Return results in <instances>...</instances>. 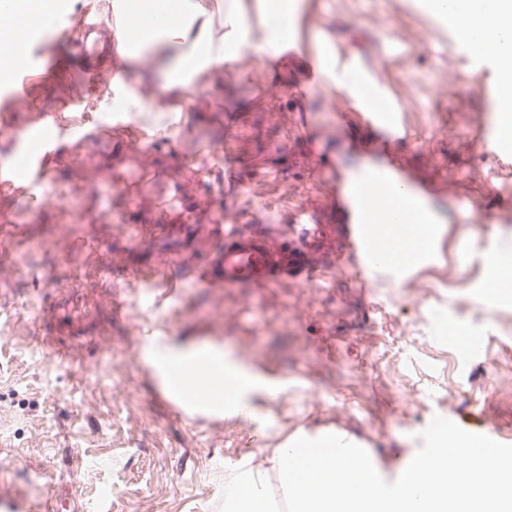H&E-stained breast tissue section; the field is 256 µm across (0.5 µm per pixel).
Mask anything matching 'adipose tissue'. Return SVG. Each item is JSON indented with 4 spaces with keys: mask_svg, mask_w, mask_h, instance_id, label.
I'll list each match as a JSON object with an SVG mask.
<instances>
[{
    "mask_svg": "<svg viewBox=\"0 0 512 512\" xmlns=\"http://www.w3.org/2000/svg\"><path fill=\"white\" fill-rule=\"evenodd\" d=\"M428 6L448 19L461 45L498 60L504 85H512V0H429ZM52 8V0H27L19 14L13 0H0V68L23 64L22 28L46 18ZM261 9L265 21L260 24L242 11L240 0H116L111 45L116 79H123L133 61V37H141L149 55L135 74L138 87L128 95V111H187L201 79L231 66L239 54L248 52L261 61L281 56L299 29L295 0H263ZM157 70L163 81L155 80ZM365 199L376 221L383 222L382 208L387 205L419 227L417 234L405 238L398 226L386 224L382 248L392 266L411 264L440 232L439 225L427 222L422 203L409 191L389 192L371 181L365 187ZM257 384L255 377L245 373L226 377L222 364L209 362L196 390L200 399L220 410L225 400L243 398Z\"/></svg>",
    "mask_w": 512,
    "mask_h": 512,
    "instance_id": "1",
    "label": "adipose tissue"
}]
</instances>
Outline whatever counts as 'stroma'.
Returning <instances> with one entry per match:
<instances>
[{
    "instance_id": "stroma-1",
    "label": "stroma",
    "mask_w": 512,
    "mask_h": 512,
    "mask_svg": "<svg viewBox=\"0 0 512 512\" xmlns=\"http://www.w3.org/2000/svg\"><path fill=\"white\" fill-rule=\"evenodd\" d=\"M373 5L311 0L313 21L298 40L313 52L327 36L337 74L363 82L371 102L404 119L412 139L396 145L355 123L335 126L327 97L307 87L302 55L261 75L243 55L210 74L191 112L164 117L183 124L175 144L141 151L140 126L111 80L85 85L75 30L108 34L105 0H70L67 13L41 21L46 54L66 59L68 72L36 86L14 111L57 144L39 186L0 183V480L27 493L30 512L64 491L77 512H217L226 470L259 469L293 438L336 432L370 449L377 472L397 473L437 415L467 428L494 425L512 439V292L497 297L490 317L475 302L485 249H512V210L476 161L481 133L495 126L501 72L462 48L474 89L456 106L444 93L398 96L393 81L409 66L382 75L363 19ZM228 147L243 161L236 184L223 176ZM387 164L437 181L424 201L442 232L430 259L363 282L341 251L346 218L313 168L363 176ZM206 169L217 182L204 184ZM444 170L453 179L442 184ZM55 190L66 203L52 201ZM169 197L175 208L166 207ZM475 199L481 210L470 208ZM296 207L318 215L319 236L289 222ZM220 208L243 232L302 246L326 287L295 278L274 288L198 287L224 234ZM484 210L498 221L483 224ZM79 211L95 223H76ZM134 224L145 232L136 251ZM35 244L45 247L36 262L55 287H26L12 262ZM128 265L183 278L175 310L155 308L143 291L139 313L114 315L118 283L106 274ZM32 300L61 341L81 343L72 365L38 350ZM452 323L481 337L477 354L449 339ZM217 349L259 378L249 413L175 417L161 396L156 352ZM64 449L82 460L70 484L57 469Z\"/></svg>"
}]
</instances>
